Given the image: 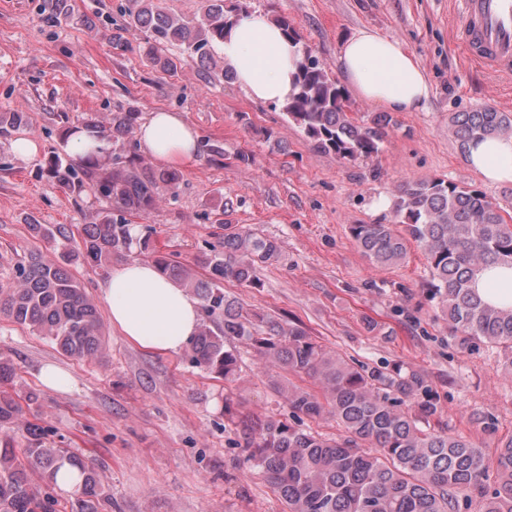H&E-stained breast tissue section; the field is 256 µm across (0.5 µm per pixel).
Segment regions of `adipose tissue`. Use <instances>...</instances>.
I'll return each instance as SVG.
<instances>
[{
  "mask_svg": "<svg viewBox=\"0 0 512 512\" xmlns=\"http://www.w3.org/2000/svg\"><path fill=\"white\" fill-rule=\"evenodd\" d=\"M246 95L273 104L288 101L302 57L270 17H241L217 46ZM338 67L343 81L365 101L395 112H414L429 96L424 67L401 42L360 29L340 48ZM142 149L162 166L190 162L197 155V134L182 116L158 110L141 123ZM467 161L489 183L512 182V137L471 142ZM102 295L114 327L141 349L174 355L196 335L197 302L176 281L162 276L152 263L131 261L113 267Z\"/></svg>",
  "mask_w": 512,
  "mask_h": 512,
  "instance_id": "adipose-tissue-1",
  "label": "adipose tissue"
}]
</instances>
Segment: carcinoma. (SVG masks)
Masks as SVG:
<instances>
[{
	"label": "carcinoma",
	"mask_w": 512,
	"mask_h": 512,
	"mask_svg": "<svg viewBox=\"0 0 512 512\" xmlns=\"http://www.w3.org/2000/svg\"><path fill=\"white\" fill-rule=\"evenodd\" d=\"M200 11L199 17L186 20L166 11L160 0H128L129 26L112 35V47L131 51L126 34L144 32L139 52L148 62L174 67L161 51L178 45L231 80L212 48L245 10H228L224 0H202ZM283 111L314 150L348 161L377 155L391 122L384 113L353 118L345 89L307 46L302 47L296 91ZM137 119L136 112H114L106 127L86 118L67 133L85 132L117 145L132 134ZM27 124L22 112H0V137ZM450 126L465 153L475 139L512 136V114L489 108L458 112ZM47 175L70 192L93 187L114 212L74 228L28 225L32 238L53 242L63 252L49 259L32 251L27 261L14 265L12 278L0 283V316L49 338L67 356L94 360L102 349V315L65 265L80 259L101 268L129 250L133 239L125 214L153 209L159 185L175 189L180 176L135 157H117L107 168L95 154L75 163L53 155ZM502 212L477 189L444 178L423 179L399 187L391 223L354 224L351 236L369 262L381 268L402 262L408 245L416 243L427 261V294L436 301L449 334L463 344L499 347L503 367L511 371L512 306L491 305L474 287L483 270L512 264V224ZM277 256L274 241L232 231L226 224L223 250L213 248L199 260L203 273L158 253L154 264L202 303L204 318L187 349L196 367L232 381L239 372L233 342L247 343L260 353L265 371L284 369L313 381L312 389L293 383L280 388L293 416L330 417L342 429L337 439L270 416L244 415L234 422L247 461L278 493L284 512H451L454 502L472 491L482 497L481 512H512V436L497 446L489 491L482 450L445 428L431 427L438 403L424 375L401 365L349 361L302 326L249 315L225 294L226 280L260 286L257 267ZM14 377L11 365L0 361V512L56 506L49 490L57 486L66 464L81 478L69 512H105L112 507V494L98 469L67 448L46 446L44 427L20 422L21 404L10 387Z\"/></svg>",
	"instance_id": "cac0c4a2"
}]
</instances>
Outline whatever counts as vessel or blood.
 I'll use <instances>...</instances> for the list:
<instances>
[{
    "mask_svg": "<svg viewBox=\"0 0 512 512\" xmlns=\"http://www.w3.org/2000/svg\"><path fill=\"white\" fill-rule=\"evenodd\" d=\"M456 40L471 60L512 74V0H461Z\"/></svg>",
    "mask_w": 512,
    "mask_h": 512,
    "instance_id": "1",
    "label": "vessel or blood"
}]
</instances>
